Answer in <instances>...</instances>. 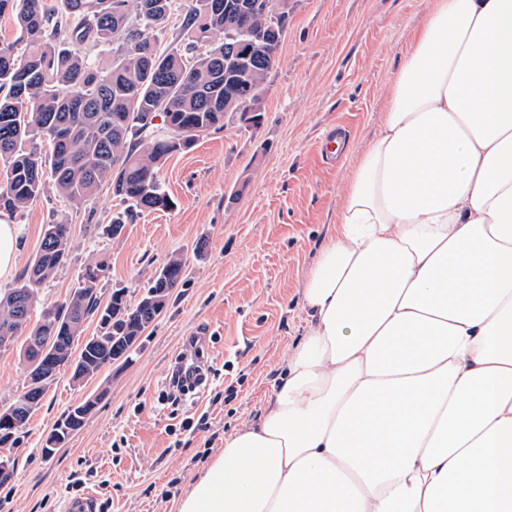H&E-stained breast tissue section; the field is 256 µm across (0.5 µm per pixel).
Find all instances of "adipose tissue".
Wrapping results in <instances>:
<instances>
[{
	"label": "adipose tissue",
	"instance_id": "obj_1",
	"mask_svg": "<svg viewBox=\"0 0 512 512\" xmlns=\"http://www.w3.org/2000/svg\"><path fill=\"white\" fill-rule=\"evenodd\" d=\"M302 299L177 512H512V0H433Z\"/></svg>",
	"mask_w": 512,
	"mask_h": 512
}]
</instances>
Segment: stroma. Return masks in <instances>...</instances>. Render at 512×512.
Segmentation results:
<instances>
[{
	"instance_id": "stroma-1",
	"label": "stroma",
	"mask_w": 512,
	"mask_h": 512,
	"mask_svg": "<svg viewBox=\"0 0 512 512\" xmlns=\"http://www.w3.org/2000/svg\"><path fill=\"white\" fill-rule=\"evenodd\" d=\"M429 0H291L279 62L264 84L257 126L226 121L173 155L159 176L175 205L146 212L107 238L120 211L101 188L77 203L46 180L40 198L0 219L18 227L17 257L0 290L37 256L46 225L70 226L69 258L39 292L31 320L63 303L90 263L106 261L107 287L137 304L149 278L184 261L182 285L140 338L128 362L77 384L61 368L10 449L14 476L0 512H63L93 494L103 512H176L224 439L257 421L289 352L304 336L302 288L333 231L346 183L387 108L404 54ZM346 145L331 162L321 146L336 129ZM202 340L208 381L168 398L166 376L188 340ZM19 347L0 353V408L23 390ZM103 397L53 456L46 437L88 393ZM192 418V430L180 427Z\"/></svg>"
}]
</instances>
